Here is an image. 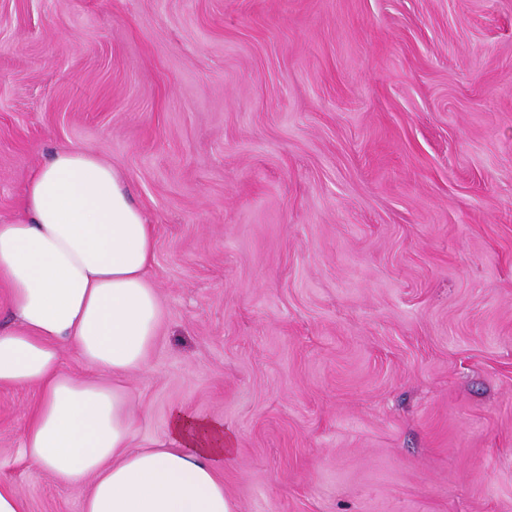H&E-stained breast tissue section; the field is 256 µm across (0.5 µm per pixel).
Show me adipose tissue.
<instances>
[{
    "label": "adipose tissue",
    "instance_id": "ef3b65f1",
    "mask_svg": "<svg viewBox=\"0 0 512 512\" xmlns=\"http://www.w3.org/2000/svg\"><path fill=\"white\" fill-rule=\"evenodd\" d=\"M155 233L118 171L62 148L28 178L0 224V388H37L21 433L27 465L62 486L89 484L80 512H232L222 421L174 410L159 448L132 445L121 385L145 369L163 318L150 281ZM74 354L82 369L64 365Z\"/></svg>",
    "mask_w": 512,
    "mask_h": 512
}]
</instances>
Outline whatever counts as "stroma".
Masks as SVG:
<instances>
[{
    "instance_id": "obj_1",
    "label": "stroma",
    "mask_w": 512,
    "mask_h": 512,
    "mask_svg": "<svg viewBox=\"0 0 512 512\" xmlns=\"http://www.w3.org/2000/svg\"><path fill=\"white\" fill-rule=\"evenodd\" d=\"M63 147L155 229L133 445L223 421L232 512H512V0H0V220ZM39 399L0 389V482Z\"/></svg>"
}]
</instances>
